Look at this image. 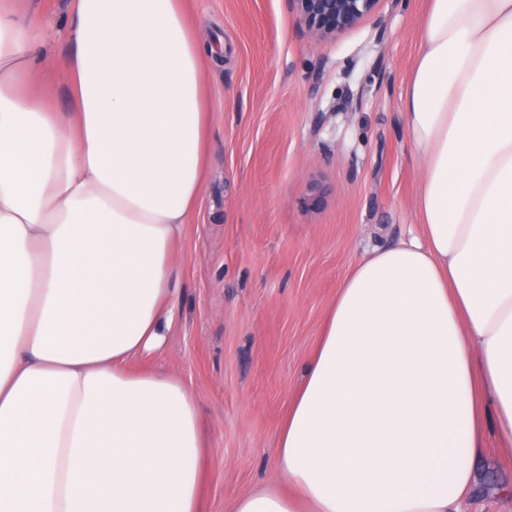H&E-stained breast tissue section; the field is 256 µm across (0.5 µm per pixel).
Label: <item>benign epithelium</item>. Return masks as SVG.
<instances>
[{
  "mask_svg": "<svg viewBox=\"0 0 512 512\" xmlns=\"http://www.w3.org/2000/svg\"><path fill=\"white\" fill-rule=\"evenodd\" d=\"M381 0H293L296 12L315 37H332L356 26Z\"/></svg>",
  "mask_w": 512,
  "mask_h": 512,
  "instance_id": "1",
  "label": "benign epithelium"
}]
</instances>
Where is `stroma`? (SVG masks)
<instances>
[{
    "label": "stroma",
    "instance_id": "stroma-1",
    "mask_svg": "<svg viewBox=\"0 0 512 512\" xmlns=\"http://www.w3.org/2000/svg\"><path fill=\"white\" fill-rule=\"evenodd\" d=\"M219 53L203 205L180 244L176 318L141 367L194 393L208 444L206 512L277 488L282 421L325 311L366 249L416 231L419 172L401 95L424 0L318 39L290 0H190ZM469 512H512V452L491 435Z\"/></svg>",
    "mask_w": 512,
    "mask_h": 512
}]
</instances>
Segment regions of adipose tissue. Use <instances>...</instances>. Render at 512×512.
Returning <instances> with one entry per match:
<instances>
[{"mask_svg":"<svg viewBox=\"0 0 512 512\" xmlns=\"http://www.w3.org/2000/svg\"><path fill=\"white\" fill-rule=\"evenodd\" d=\"M49 101L33 0H0V512H202L173 323L210 111L187 0H71ZM402 114L418 230L344 277L233 512H463L486 415L512 447V0H426Z\"/></svg>","mask_w":512,"mask_h":512,"instance_id":"adipose-tissue-1","label":"adipose tissue"}]
</instances>
